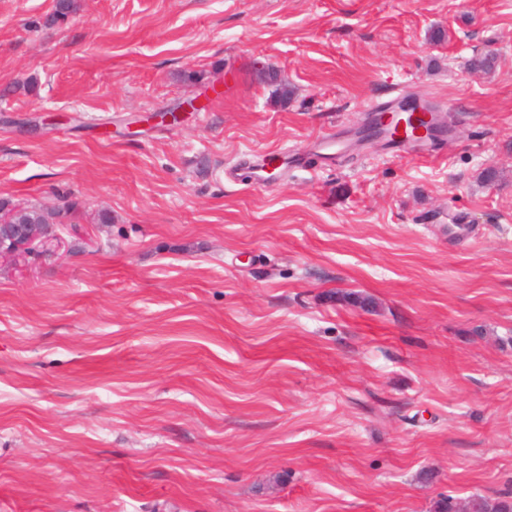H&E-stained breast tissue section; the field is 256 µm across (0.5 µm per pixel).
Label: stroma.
<instances>
[{
  "mask_svg": "<svg viewBox=\"0 0 512 512\" xmlns=\"http://www.w3.org/2000/svg\"><path fill=\"white\" fill-rule=\"evenodd\" d=\"M52 9L0 0V198L68 212L0 265V512L512 493V0ZM394 94L431 158L351 144ZM270 149L304 164L229 179Z\"/></svg>",
  "mask_w": 512,
  "mask_h": 512,
  "instance_id": "obj_1",
  "label": "stroma"
}]
</instances>
